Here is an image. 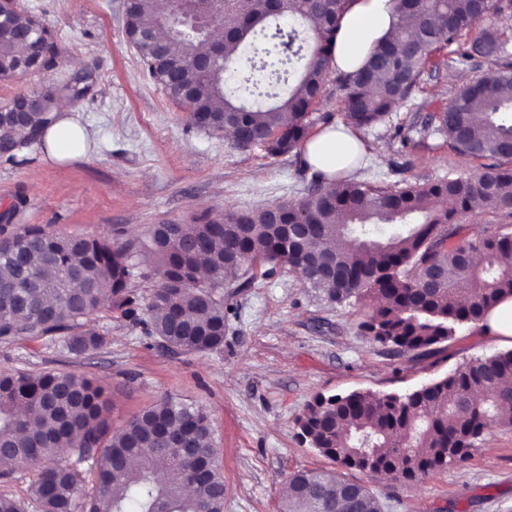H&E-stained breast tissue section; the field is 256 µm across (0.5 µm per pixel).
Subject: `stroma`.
Segmentation results:
<instances>
[{
  "label": "stroma",
  "mask_w": 512,
  "mask_h": 512,
  "mask_svg": "<svg viewBox=\"0 0 512 512\" xmlns=\"http://www.w3.org/2000/svg\"><path fill=\"white\" fill-rule=\"evenodd\" d=\"M19 5L54 31L56 66L0 79V105L17 93L42 91L59 76L93 72L85 99L72 106L90 146L61 162L39 148L30 151L27 164L0 161V212L21 194L27 205L18 223L87 238L117 227L123 239L133 240L146 237L152 225L187 224L208 209L258 211L304 198L311 173L299 156L241 149L225 134L190 126L183 109L144 76L124 34L125 0ZM488 67L478 57L461 69L451 64L448 49L435 52L411 101L364 131L369 150L361 175L386 185L480 173L482 160L458 155L430 122ZM399 125L410 130L408 147L395 136ZM232 303L239 315L217 353L164 349L146 341L132 321L103 309L86 321L105 335L103 348L75 358L49 340H22L0 345V370L92 376L111 398L117 427L166 395L203 407L224 472V512H279L289 475L336 469L297 437L295 420L312 395L405 392L512 347V340L473 324L433 355H397L360 335L370 301L328 304L292 274L256 282ZM348 477L369 487L386 512H512V427L493 429L464 466L408 485L361 471Z\"/></svg>",
  "instance_id": "obj_1"
}]
</instances>
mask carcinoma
<instances>
[{"label": "carcinoma", "mask_w": 512, "mask_h": 512, "mask_svg": "<svg viewBox=\"0 0 512 512\" xmlns=\"http://www.w3.org/2000/svg\"><path fill=\"white\" fill-rule=\"evenodd\" d=\"M224 60L202 66L204 40L173 32L171 19L185 4L131 0L124 25L146 77L188 112L189 125L234 130L241 148L269 156L301 152L309 110L323 94L331 41L350 0H294L288 49L267 0H229ZM414 27L380 41L367 62L340 73L352 135L386 120L410 100L432 54L454 47L453 63L477 56L490 63L477 85L459 92L433 116L434 132L465 155L485 159L472 178L380 187L340 174L337 189L313 172L308 195L277 212L225 209L191 224H156L144 240L61 237L36 224L13 223L23 199L0 215V344L47 338L75 357L106 338L83 320L107 308L141 328L158 345L183 353L224 349V325L237 316L229 300L259 279L294 274L329 304L369 298L363 335L394 353L421 351L454 339L512 298V224L473 232L457 216L481 198L493 214H512V29L462 40L480 21L476 0H393ZM0 78L19 74L18 59L49 71L58 52L51 30L24 13L18 0L0 4ZM30 32L21 44L16 32ZM263 45L266 82L249 86L255 106L237 102L226 75L240 45ZM87 93L72 80L39 94L42 110L18 124L0 119V140L16 149L6 163L43 137L55 105ZM484 263L467 262L465 250ZM156 257L144 266L141 253ZM209 266L198 275L199 259ZM136 283L151 285L148 295ZM467 298V304L460 303ZM481 405L466 404L469 394ZM295 424L301 442L349 470L373 471L388 483L410 484L428 473L464 465L498 426H512V349L483 355L405 394L355 390L317 394ZM0 477L38 467L34 495L41 512H224V473L214 450L208 414L193 403L164 396L112 429L103 389L84 374L43 370L0 373ZM166 473L170 478L160 479ZM29 504L0 493V512H28ZM282 512H383L379 498L352 480L305 470L288 478Z\"/></svg>", "instance_id": "carcinoma-1"}]
</instances>
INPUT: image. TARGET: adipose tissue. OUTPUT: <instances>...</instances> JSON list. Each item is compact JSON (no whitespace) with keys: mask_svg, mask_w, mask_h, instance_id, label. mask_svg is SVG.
<instances>
[{"mask_svg":"<svg viewBox=\"0 0 512 512\" xmlns=\"http://www.w3.org/2000/svg\"><path fill=\"white\" fill-rule=\"evenodd\" d=\"M410 18L397 17L390 0H352L340 22V29L333 41L332 64L342 72L352 71L367 55L376 41L392 36L397 28L412 27ZM58 121L45 135L49 158L62 160L71 156L73 142L79 133L71 108L60 102ZM358 154L355 139L348 123L342 122L321 129L305 145L304 159L316 171L327 177L350 166Z\"/></svg>","mask_w":512,"mask_h":512,"instance_id":"adipose-tissue-1","label":"adipose tissue"}]
</instances>
